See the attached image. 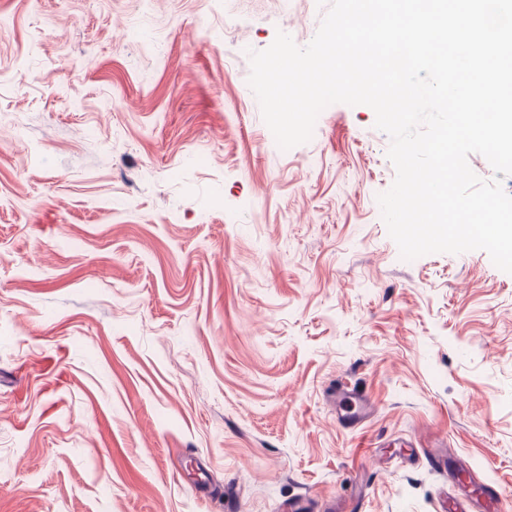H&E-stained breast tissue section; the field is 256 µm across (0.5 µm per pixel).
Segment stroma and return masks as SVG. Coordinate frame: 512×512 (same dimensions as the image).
Returning a JSON list of instances; mask_svg holds the SVG:
<instances>
[{"mask_svg":"<svg viewBox=\"0 0 512 512\" xmlns=\"http://www.w3.org/2000/svg\"><path fill=\"white\" fill-rule=\"evenodd\" d=\"M282 1L0 0V512L512 508V274L401 259L369 106L278 147L249 53L331 5ZM337 396H344V400L351 411H348L345 418L349 421L355 422L362 410L369 404V398L366 394L360 393L354 388L340 387L336 393ZM360 420L356 421L359 422ZM454 487L465 492L448 496V512H496L500 504V493L495 483L475 481L472 477L467 481L455 482Z\"/></svg>","mask_w":512,"mask_h":512,"instance_id":"1","label":"stroma"}]
</instances>
